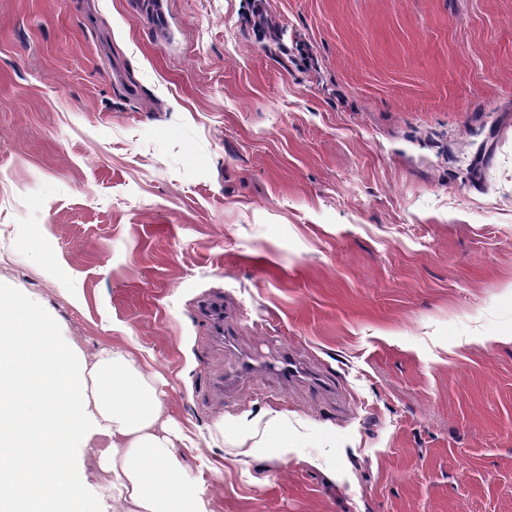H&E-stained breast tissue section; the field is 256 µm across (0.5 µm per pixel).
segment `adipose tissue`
Masks as SVG:
<instances>
[{"label": "adipose tissue", "instance_id": "1", "mask_svg": "<svg viewBox=\"0 0 512 512\" xmlns=\"http://www.w3.org/2000/svg\"><path fill=\"white\" fill-rule=\"evenodd\" d=\"M47 326L44 313L0 290V486L12 480L13 457L45 449L31 512H70L76 481L68 461L94 448L134 512H212L164 426L154 374L111 344L89 359L77 345L45 341ZM215 428L233 431L246 457L288 446V418L272 409L226 416Z\"/></svg>", "mask_w": 512, "mask_h": 512}]
</instances>
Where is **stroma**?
<instances>
[{"label":"stroma","mask_w":512,"mask_h":512,"mask_svg":"<svg viewBox=\"0 0 512 512\" xmlns=\"http://www.w3.org/2000/svg\"><path fill=\"white\" fill-rule=\"evenodd\" d=\"M0 285L150 364L214 512H512V0H0ZM261 342L332 391L225 388ZM214 427L223 435L224 428L235 432L234 448H238V455L253 456L260 448H281V455H288V417L283 412L265 409L258 414L249 411L225 416Z\"/></svg>","instance_id":"stroma-1"}]
</instances>
